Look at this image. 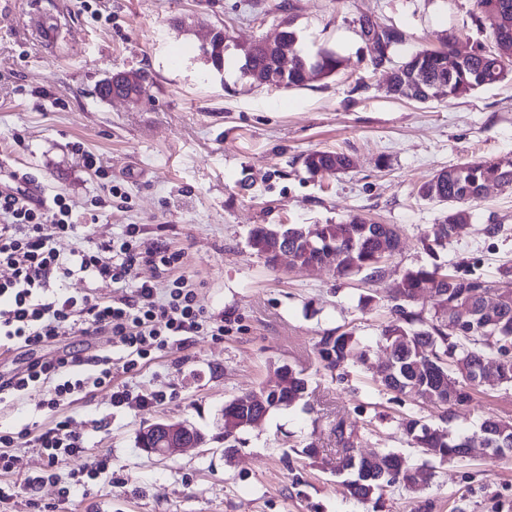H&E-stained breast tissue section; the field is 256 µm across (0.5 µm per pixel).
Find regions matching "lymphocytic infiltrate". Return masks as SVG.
Instances as JSON below:
<instances>
[{
	"mask_svg": "<svg viewBox=\"0 0 512 512\" xmlns=\"http://www.w3.org/2000/svg\"><path fill=\"white\" fill-rule=\"evenodd\" d=\"M51 204L58 219L44 224L40 207L26 196L0 192V265L11 271L10 278L0 282V344L14 350L36 347L66 330L77 336H113L123 353L115 358L78 349L33 362L1 384L0 395L17 397L30 385L42 383L48 390L41 407L51 412L100 388L110 390L116 408L162 401L163 393H136L115 383V374L139 373L160 355L187 346L192 337L223 336V321L206 315L200 283L177 274L182 253L169 251L161 241L142 244L143 225H124L117 237L96 242L89 238L86 225L72 220L62 196H53ZM61 236L78 239V247L61 253L55 246ZM143 264L153 267L154 280L136 279L135 271ZM75 277L115 289L116 295H71L63 284ZM35 438L43 472L26 478L21 487L0 483V512H10L21 490L33 491L58 479L60 468L69 461H78L79 466L69 473L71 486L58 490L64 501L72 486L91 489L108 466L106 460L86 458L84 439L68 420L57 421Z\"/></svg>",
	"mask_w": 512,
	"mask_h": 512,
	"instance_id": "f902f5d3",
	"label": "lymphocytic infiltrate"
}]
</instances>
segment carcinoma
Wrapping results in <instances>:
<instances>
[{"instance_id":"carcinoma-1","label":"carcinoma","mask_w":512,"mask_h":512,"mask_svg":"<svg viewBox=\"0 0 512 512\" xmlns=\"http://www.w3.org/2000/svg\"><path fill=\"white\" fill-rule=\"evenodd\" d=\"M477 26L490 32L494 46L486 51L478 49L448 68L442 60L456 52L455 41L447 39L440 49H422L412 53L404 62L390 68L393 88L387 93L402 97L403 85H418L415 101H429L428 94L438 91L437 98H453L498 83L512 74V0H476ZM226 29H219L208 48L203 51L206 62L217 70L224 69L229 45L225 43ZM405 34L389 28L384 42L378 43L371 53V66H379L390 55L393 46L403 42ZM242 66L260 69L270 74L276 88H300L308 85L307 72L311 70L309 57L298 55L288 73L275 66L274 55L261 43L248 46L236 45ZM319 72L326 78L339 71L344 58L337 52L322 50ZM303 166L311 174H335L351 167V159L334 151H313L303 158ZM503 180L512 189V157H477L452 165L419 188V196L443 206L442 216L432 226L431 235L422 241L424 250L433 254L444 247L469 222L471 214L466 203L481 198L484 182ZM273 224H257L249 233V245L270 267H275L269 254L270 230ZM317 247L295 250V264L304 266L321 260V255L334 254L335 269L340 274L368 273L378 278L382 264L398 250L400 236L393 224H376L362 215H354L339 224H314ZM491 282L472 273L448 274L442 266L433 263L405 271L400 286L392 295V318L381 330V340L390 350V364L378 373L377 381L395 397L415 394L433 404L448 408L470 401L473 383L459 366L465 356L478 362L495 355L505 357L501 382L512 384V355L507 343L511 339L491 336L482 327L495 318L512 322V287L505 292L504 308L483 313L470 327L448 330V311L445 302H470L475 306L484 300ZM437 296L434 309L427 311L416 307L423 294ZM318 356L324 367L338 370L363 360L364 352L351 332L327 335L321 338ZM455 382L456 389L448 393V382ZM265 391L266 411L287 410L301 400L307 391L304 375L292 367L278 368V380L262 387ZM261 409L248 402V396H237L224 403V450H235V443L248 429V423L259 415ZM401 427L411 447L418 449L421 462L397 452L386 451L379 455L375 478L363 470L361 455L352 441L353 432L345 422H336L335 432L343 454L336 461V469H346L351 475L347 481L349 494L360 501L373 499L385 487L400 484L416 490L432 476V463L447 462L467 454L461 437L444 429L434 428L420 418H405Z\"/></svg>"}]
</instances>
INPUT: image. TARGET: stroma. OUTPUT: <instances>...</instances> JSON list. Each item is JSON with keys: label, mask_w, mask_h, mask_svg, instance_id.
Masks as SVG:
<instances>
[{"label": "stroma", "mask_w": 512, "mask_h": 512, "mask_svg": "<svg viewBox=\"0 0 512 512\" xmlns=\"http://www.w3.org/2000/svg\"><path fill=\"white\" fill-rule=\"evenodd\" d=\"M0 0V164L62 195L96 241L123 225L142 224L148 239L184 252L181 273L202 283L208 315L222 337L195 336L138 374L116 373L134 390L163 401L116 409L99 389L54 414L39 410L45 385L0 403V426L39 431L66 418L83 434L87 454L110 458L92 490L58 499L47 483L35 497L53 512H512V456H468L435 463L420 492L395 485L380 501L351 498L336 459L333 427L344 420L360 452L393 449L417 457L399 421L434 423L442 410L409 395L390 400L374 368L389 352L379 334L391 318L390 295L406 269L431 262L488 280L512 265V191L490 187L471 202V219L437 256L422 246L441 214L419 186L465 159L512 156V79L453 99L420 103L391 97L386 74L373 71L358 20L371 17L405 34L393 64L413 52L489 43L475 0ZM293 18L305 50L344 58L335 75L300 89L255 88L237 60L210 70L199 47L215 28L240 44L274 37ZM55 24V47L38 37ZM142 71L139 100L100 99L109 75ZM348 155L351 167L313 176L302 165L313 151ZM99 158L100 170L82 155ZM122 196H103L105 183ZM104 197V196H103ZM361 214L399 227L401 244L378 281L327 267H269L247 244L256 224H336ZM498 225L487 234L488 225ZM348 331L366 353L346 369L324 368L322 336ZM90 348L116 351L115 339L68 335L31 350L0 353V378L35 359ZM302 371L303 400L270 413L225 453L218 425L225 401L273 383L279 366ZM451 429L475 431L483 417L512 418V385L489 381L471 403L451 410ZM186 420L206 435L202 446L171 460L136 447L139 430ZM315 442L309 458L301 448Z\"/></svg>", "instance_id": "stroma-1"}]
</instances>
